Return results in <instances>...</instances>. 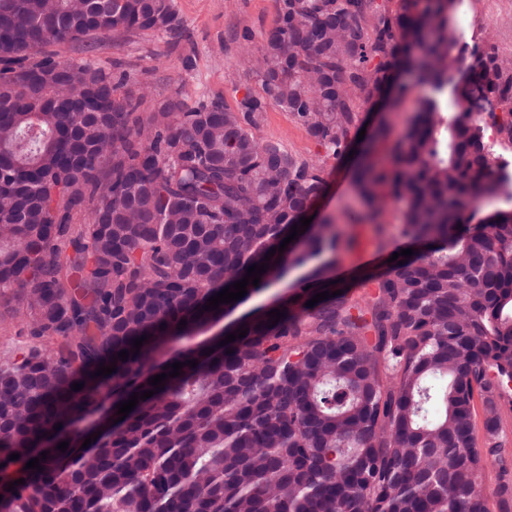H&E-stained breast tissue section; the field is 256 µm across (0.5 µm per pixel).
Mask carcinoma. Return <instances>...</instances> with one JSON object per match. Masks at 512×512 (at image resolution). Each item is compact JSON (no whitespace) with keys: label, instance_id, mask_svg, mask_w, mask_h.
<instances>
[{"label":"carcinoma","instance_id":"1","mask_svg":"<svg viewBox=\"0 0 512 512\" xmlns=\"http://www.w3.org/2000/svg\"><path fill=\"white\" fill-rule=\"evenodd\" d=\"M461 4L278 0L251 56L266 98L167 99L143 119L103 68L46 52L174 31L175 0H0V318L23 316L32 342L0 362V512H490L484 473L512 403V207L472 226L468 212L512 201L486 148L489 125L512 145V60L466 39ZM404 72L433 94L356 187L374 218L400 206L414 254L371 297L308 307L338 290L324 272L353 241L323 219L244 297L204 309L309 217L365 108L410 92ZM268 102L322 158L255 137ZM312 262L288 299L239 321L246 336L180 345ZM175 362L124 420L79 426L117 419Z\"/></svg>","mask_w":512,"mask_h":512}]
</instances>
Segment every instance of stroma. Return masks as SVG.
Masks as SVG:
<instances>
[{"label":"stroma","instance_id":"1","mask_svg":"<svg viewBox=\"0 0 512 512\" xmlns=\"http://www.w3.org/2000/svg\"><path fill=\"white\" fill-rule=\"evenodd\" d=\"M178 31L118 37L90 46L55 47V54L89 61L120 81L118 92L147 95L143 112L153 102L179 97L194 104L199 97L233 107L245 95L263 96L260 79L244 64L246 51L258 50L277 18V0H176ZM460 25L477 40L488 42L499 55L512 57V0H463ZM260 141L280 142L305 158L322 150L293 122L288 112L268 105L254 131ZM366 212L356 193L348 161L331 164L324 193L313 203L316 218L345 223L347 208ZM351 247L341 250L331 271L357 298L369 296L385 262L402 242L401 214L388 207L376 221L365 220L354 230Z\"/></svg>","mask_w":512,"mask_h":512}]
</instances>
